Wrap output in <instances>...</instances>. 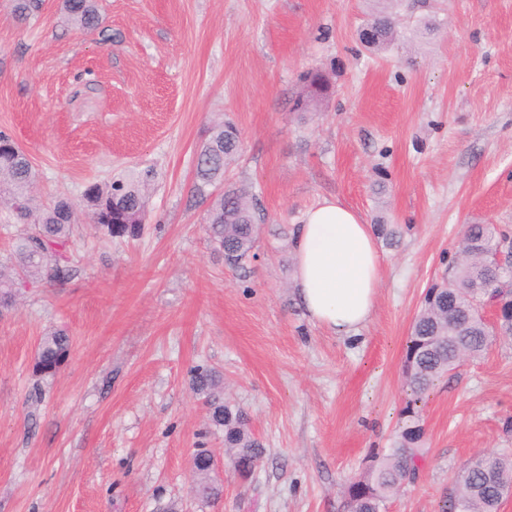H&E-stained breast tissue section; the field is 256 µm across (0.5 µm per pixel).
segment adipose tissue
Returning a JSON list of instances; mask_svg holds the SVG:
<instances>
[{
	"mask_svg": "<svg viewBox=\"0 0 512 512\" xmlns=\"http://www.w3.org/2000/svg\"><path fill=\"white\" fill-rule=\"evenodd\" d=\"M294 277L317 325L351 336L371 320L382 258L370 224L336 200L309 209L293 232Z\"/></svg>",
	"mask_w": 512,
	"mask_h": 512,
	"instance_id": "ef3b65f1",
	"label": "adipose tissue"
}]
</instances>
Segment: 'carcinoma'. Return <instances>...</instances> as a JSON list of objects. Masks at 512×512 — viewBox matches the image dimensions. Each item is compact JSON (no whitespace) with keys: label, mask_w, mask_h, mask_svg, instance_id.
<instances>
[{"label":"carcinoma","mask_w":512,"mask_h":512,"mask_svg":"<svg viewBox=\"0 0 512 512\" xmlns=\"http://www.w3.org/2000/svg\"><path fill=\"white\" fill-rule=\"evenodd\" d=\"M43 0H14V10L28 19L42 8ZM61 10L74 25L93 30L101 24L96 0H62ZM392 14L380 11L360 30L361 43L380 50L396 37ZM304 89L297 107L313 112L331 91L329 79L320 72L303 75ZM240 148L237 127L221 122L210 129V137L197 153L194 191L204 198L209 188L224 181V171ZM153 178L149 169L110 183H91L85 189L84 207L90 223L109 238H136L146 218V197ZM37 174L25 151L0 132V212L5 223L22 224L15 239L10 264L0 267V306L10 307L19 289L30 283L61 285L74 272L70 249L77 206L59 198L45 206L36 205ZM261 217L257 199L246 185H229L207 209L204 231L227 268L243 270L255 257ZM512 232L497 224H469L462 234L463 259L448 262V287L430 288L424 296L406 343L403 377L411 399L403 409V421L390 447L369 456L370 463L344 490L346 512H387L389 501L417 483L418 460L423 454L424 430L417 403L440 378L460 364V356L478 360L487 351L491 337L512 339V292L501 290L512 281V265L495 264L491 256ZM501 305L497 328L485 322L479 302ZM70 337L57 330L43 337L34 365L39 377L54 376L70 356ZM195 389L206 397L211 426L224 431L234 469H252L264 451L254 437L246 414L224 401L216 374L201 370L192 376ZM212 456L205 449L193 452V469L205 477L197 486L199 499L209 502L222 493L206 481ZM512 489V456L484 452L461 469L441 512H499L504 494Z\"/></svg>","instance_id":"cac0c4a2"}]
</instances>
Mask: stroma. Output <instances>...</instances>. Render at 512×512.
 I'll list each match as a JSON object with an SVG mask.
<instances>
[{
    "label": "stroma",
    "instance_id": "35a3bbf8",
    "mask_svg": "<svg viewBox=\"0 0 512 512\" xmlns=\"http://www.w3.org/2000/svg\"><path fill=\"white\" fill-rule=\"evenodd\" d=\"M59 5L25 20L0 0V132L46 203L145 167L157 180L141 238L78 215L75 276L0 313V512H342L343 485L398 429L426 288L466 225L512 226V0H398L400 35L379 52L358 33L380 0H97L89 31ZM424 17L434 32H417ZM312 69L334 93L300 114ZM228 120L241 151L224 180L252 184L266 218L238 271L210 246L193 191L196 155ZM326 199L400 232L382 248L373 317L347 338L309 320L292 243L275 233ZM57 329L69 360L36 377ZM198 368L221 375L264 446L249 479L190 386ZM421 407V476L389 512H441L465 461L512 450V340ZM200 446L223 486L208 503L191 492Z\"/></svg>",
    "mask_w": 512,
    "mask_h": 512
}]
</instances>
